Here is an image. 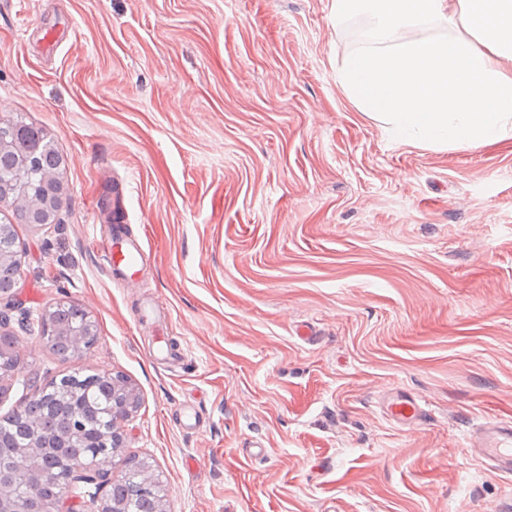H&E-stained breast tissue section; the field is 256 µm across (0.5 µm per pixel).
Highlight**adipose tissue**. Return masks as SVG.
<instances>
[{
    "label": "adipose tissue",
    "mask_w": 512,
    "mask_h": 512,
    "mask_svg": "<svg viewBox=\"0 0 512 512\" xmlns=\"http://www.w3.org/2000/svg\"><path fill=\"white\" fill-rule=\"evenodd\" d=\"M336 20H369V48L348 56L338 81L395 139L479 147L512 139V0H332ZM436 23L453 35L407 42Z\"/></svg>",
    "instance_id": "1"
}]
</instances>
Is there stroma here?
Wrapping results in <instances>:
<instances>
[{
    "mask_svg": "<svg viewBox=\"0 0 512 512\" xmlns=\"http://www.w3.org/2000/svg\"><path fill=\"white\" fill-rule=\"evenodd\" d=\"M332 0H0V118L64 160L56 223L16 225L0 417L78 372L140 393L124 423L164 512H512L466 448L512 421V140L400 144L337 71L367 43ZM119 211L136 285L96 249ZM75 302L78 359L37 320ZM426 403L408 429L385 412ZM385 410L390 417L409 427L420 424L429 417L428 410L415 398L402 396L398 392L388 396Z\"/></svg>",
    "mask_w": 512,
    "mask_h": 512,
    "instance_id": "stroma-1",
    "label": "stroma"
}]
</instances>
